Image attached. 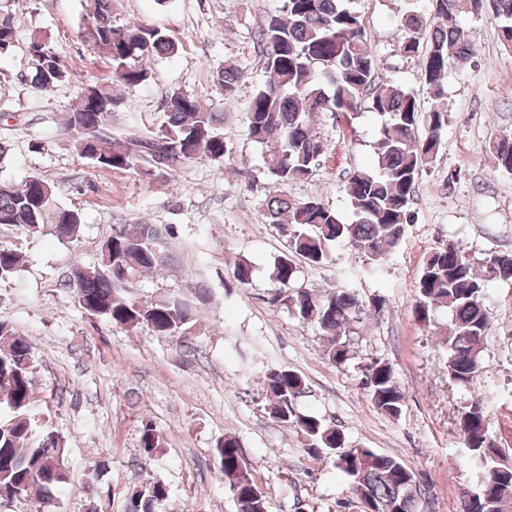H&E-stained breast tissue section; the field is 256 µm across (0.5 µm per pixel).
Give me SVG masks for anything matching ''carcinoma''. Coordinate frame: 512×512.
<instances>
[{
  "instance_id": "1",
  "label": "carcinoma",
  "mask_w": 512,
  "mask_h": 512,
  "mask_svg": "<svg viewBox=\"0 0 512 512\" xmlns=\"http://www.w3.org/2000/svg\"><path fill=\"white\" fill-rule=\"evenodd\" d=\"M114 2L86 0L79 37L90 55L111 66L114 81L139 86L152 77L147 63L177 53L178 45L157 27L118 23ZM354 2L282 0L280 14L258 33L257 48L269 79L254 92L247 113L250 138L267 147L264 164L275 187L309 178L326 154L327 143L311 129L314 115L355 112L366 103L370 111L385 117L375 142L377 170L356 169L344 184L354 215L351 223L341 222L317 199L296 200L276 190L266 195L262 211V218L277 225L288 242V250L271 268L270 303L315 324L326 341L327 356L340 366L357 358L350 336L353 326L380 314L385 303L374 298L366 307L349 289L322 295L294 288V259L318 265L328 260L331 248L347 245L362 258L365 273L380 271L411 223L416 180L442 147L448 126L442 100L449 67L465 68L477 53L463 20H490L502 43L512 47V0H430L427 12L408 4L398 20L396 46L401 56L419 62L433 97L424 110L414 94L380 77L378 58ZM16 29L15 17L1 11L0 56L16 48ZM26 59V77L34 88L48 90L69 82L70 70L47 35L30 36ZM213 79L224 90V99L234 98L239 79L234 64L217 66ZM119 104L110 84L89 85L60 127V133L73 139L79 153L95 167L123 171L145 163L153 170L174 171L202 159L223 161L224 113L208 110L193 95L173 91L158 131L136 138L118 139L108 131ZM489 149L497 171L512 174V133L497 136ZM0 226L69 240L77 237L81 217L59 204L55 186L32 177L18 186L0 184ZM173 235L171 224L144 223L132 229L114 224L100 262L74 266L66 287L74 290L86 313L115 327L180 339L190 336L198 309L213 296L210 288L202 285L149 298L137 296L135 288L144 274L171 266ZM20 270V255L0 247V279L14 277ZM490 281L512 282V255H495L480 269L453 246L433 249L417 280L415 318L429 324L437 312L449 313L446 368L456 388L469 386L483 365V341L490 324L483 296ZM33 362L27 339L0 324V406L11 413L10 420L0 425V490L33 497L37 512H57L54 491L68 480L64 447L50 431L36 434ZM362 371L361 385L374 406L398 417L404 395L391 366L373 361ZM264 389L270 416L301 433L308 453L333 457L359 499L383 510L394 506L398 512L429 508V492L410 488L412 471L399 460L371 448H351L336 425L297 410L298 399L306 393L298 373L270 369ZM459 419L465 447L460 465L475 479L472 496L462 500L460 512H512V466L501 463L505 449L489 442L483 403L478 399L467 403L459 410ZM162 445L153 424H145L143 451L152 455ZM216 452L238 512H267L266 497L253 493L255 485L243 466L236 437L224 436ZM167 495L160 481L136 486L128 496L129 512H156Z\"/></svg>"
}]
</instances>
